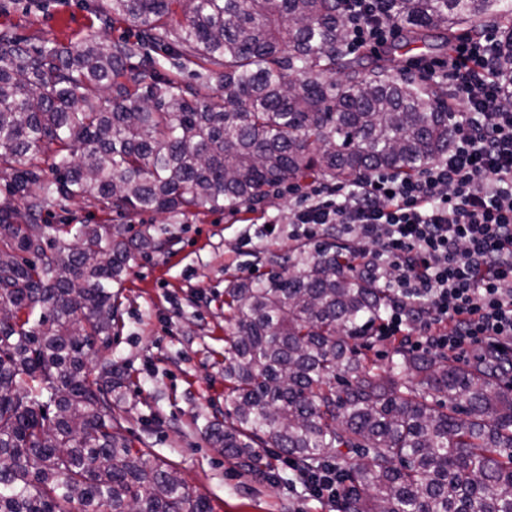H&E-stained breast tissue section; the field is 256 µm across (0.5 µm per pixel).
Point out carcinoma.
I'll return each mask as SVG.
<instances>
[{"label":"carcinoma","mask_w":512,"mask_h":512,"mask_svg":"<svg viewBox=\"0 0 512 512\" xmlns=\"http://www.w3.org/2000/svg\"><path fill=\"white\" fill-rule=\"evenodd\" d=\"M408 32L501 19V0H382ZM98 20L137 39L33 45L0 30V512H212L112 415L120 283L157 247L122 224L47 219L69 201L105 216L237 211L268 189L414 174L448 153V94L359 79L339 0H104ZM178 59L162 73L147 48ZM215 81L202 94L183 74ZM341 78H336V75ZM224 289V453L263 473L268 449L310 476L338 456L341 512H512V387L493 372L361 348L391 303L347 252L268 258Z\"/></svg>","instance_id":"cac0c4a2"}]
</instances>
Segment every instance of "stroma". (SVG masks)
I'll list each match as a JSON object with an SVG mask.
<instances>
[{"instance_id": "35a3bbf8", "label": "stroma", "mask_w": 512, "mask_h": 512, "mask_svg": "<svg viewBox=\"0 0 512 512\" xmlns=\"http://www.w3.org/2000/svg\"><path fill=\"white\" fill-rule=\"evenodd\" d=\"M96 0H0V28L29 43L62 44L87 33ZM447 55V47L415 51H362L368 67L388 66L395 77L420 80L413 53ZM296 191L281 186L251 208L205 212L190 219L145 213L139 218L160 244L135 254L119 286L110 348L90 351L88 370L110 358L120 379L112 413L124 434L144 440L169 463L190 491L206 496L214 512H321L305 496L285 456H271L269 473L244 471L224 454L209 425L224 419V290L239 278L262 279L268 257L287 265L296 248L288 237V211ZM274 233H267V222Z\"/></svg>"}]
</instances>
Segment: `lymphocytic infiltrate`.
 Segmentation results:
<instances>
[{
	"mask_svg": "<svg viewBox=\"0 0 512 512\" xmlns=\"http://www.w3.org/2000/svg\"><path fill=\"white\" fill-rule=\"evenodd\" d=\"M340 11L354 52L403 29L379 0H341ZM498 49L496 37H465L448 58L411 62L448 84L446 155L412 176L378 170L313 182L288 222L297 240L336 232L358 243L365 272L395 299L382 339L512 368V73Z\"/></svg>",
	"mask_w": 512,
	"mask_h": 512,
	"instance_id": "lymphocytic-infiltrate-1",
	"label": "lymphocytic infiltrate"
}]
</instances>
